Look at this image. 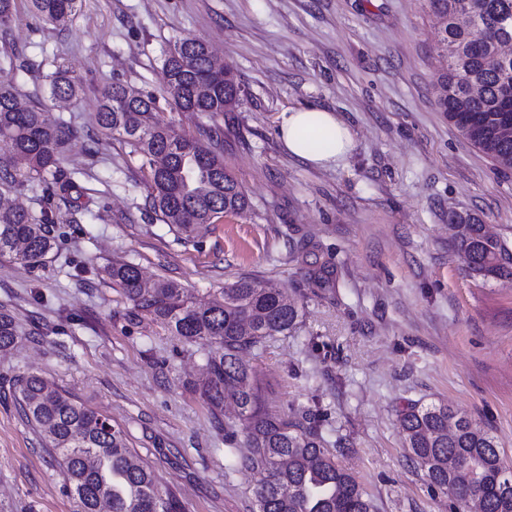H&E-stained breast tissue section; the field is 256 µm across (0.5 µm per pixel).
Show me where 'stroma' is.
Segmentation results:
<instances>
[{
    "label": "stroma",
    "mask_w": 512,
    "mask_h": 512,
    "mask_svg": "<svg viewBox=\"0 0 512 512\" xmlns=\"http://www.w3.org/2000/svg\"><path fill=\"white\" fill-rule=\"evenodd\" d=\"M435 26L425 0H82L60 29L16 0L0 72L71 122L60 167L86 192L61 204L74 221L56 225L42 267L0 258V305L23 332L0 352V512L77 510L57 456L12 398L31 374L123 430L182 512H255V477L235 465L245 448L228 430L235 414L217 423L194 389L206 346L132 318L103 273L115 260L176 281L199 304L241 277L297 297L299 328L246 360L269 412L313 411L327 440L342 438L341 462L376 512H455L408 460L407 402L467 414L512 461V281L471 277L448 229L453 213L471 215L512 253V171L439 112ZM195 38L240 83L216 122L251 207L185 244L150 210L148 173L129 146L86 135L117 81L159 98L158 123L198 135L208 118L165 102L163 73L170 46ZM60 63L83 83L65 102L46 92ZM300 107L350 126L345 166L312 167L283 149L278 116Z\"/></svg>",
    "instance_id": "1"
}]
</instances>
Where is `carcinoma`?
Segmentation results:
<instances>
[{"label": "carcinoma", "instance_id": "cac0c4a2", "mask_svg": "<svg viewBox=\"0 0 512 512\" xmlns=\"http://www.w3.org/2000/svg\"><path fill=\"white\" fill-rule=\"evenodd\" d=\"M439 18L435 37L447 68L436 79L437 106L460 134L502 171L512 170V137L502 126L512 122L504 111V91L512 87V0H427ZM80 0H31L34 13L57 26L67 25ZM178 56L166 57L164 74L171 105L209 119L238 102L240 86L231 66L217 77L222 63L205 53L201 41L176 42ZM50 94L70 99L83 91L79 77L58 66ZM157 100L114 83L98 100L97 123L104 135H118L149 173V203L160 220L189 243L213 219L238 214L249 199L210 147L154 121ZM74 134L69 122L52 119L39 105L19 107L18 90L0 78V139L12 156L0 160V198L21 188H41L47 197L65 198L87 188L60 169ZM456 247L470 274L485 281L512 279V257L486 235L469 215L456 214ZM61 221L50 205L34 213L0 203V257L31 268L44 264L56 245L51 227ZM105 273L130 303V314L147 316L191 343L208 347L201 396L214 418L224 412V397L235 399L239 428L248 453L238 465L257 475L256 512H374L357 479L326 449L315 425L271 415L261 404L256 376L242 359L274 336H286L300 323L298 301L250 277L224 286L222 301L198 306L178 283L145 281L138 267L114 261ZM20 337L15 316L0 309V351ZM20 414L59 455L65 487L77 512H179L176 496L164 491L153 466L129 448L124 432L110 420L52 389L40 376L21 379ZM404 447L414 467L434 492L454 484L459 496L478 492L484 512H512V471L494 436L467 415L446 404L409 402L398 415Z\"/></svg>", "mask_w": 512, "mask_h": 512}]
</instances>
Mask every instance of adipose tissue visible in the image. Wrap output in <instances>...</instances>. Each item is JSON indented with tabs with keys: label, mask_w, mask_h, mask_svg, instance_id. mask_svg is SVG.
Returning a JSON list of instances; mask_svg holds the SVG:
<instances>
[{
	"label": "adipose tissue",
	"mask_w": 512,
	"mask_h": 512,
	"mask_svg": "<svg viewBox=\"0 0 512 512\" xmlns=\"http://www.w3.org/2000/svg\"><path fill=\"white\" fill-rule=\"evenodd\" d=\"M280 141L289 155L320 168L341 166L354 148V135L335 112L288 109L279 115Z\"/></svg>",
	"instance_id": "1"
}]
</instances>
